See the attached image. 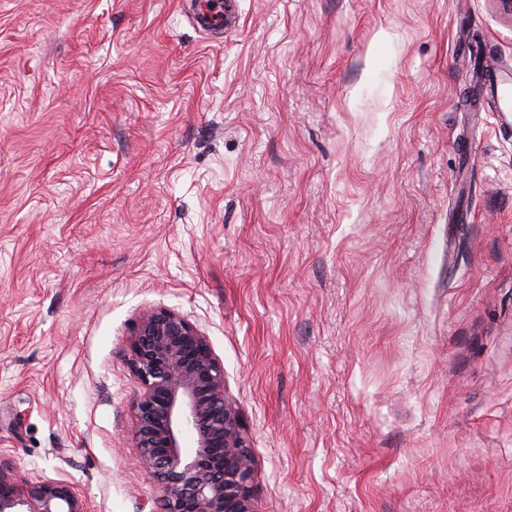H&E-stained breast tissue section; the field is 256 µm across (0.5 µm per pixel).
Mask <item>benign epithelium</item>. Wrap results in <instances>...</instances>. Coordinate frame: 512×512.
<instances>
[{"label": "benign epithelium", "mask_w": 512, "mask_h": 512, "mask_svg": "<svg viewBox=\"0 0 512 512\" xmlns=\"http://www.w3.org/2000/svg\"><path fill=\"white\" fill-rule=\"evenodd\" d=\"M140 380L134 431L145 475L162 488L160 512H259L255 460L241 412L226 393L224 365L179 311H143L127 345ZM192 436L194 452L182 446ZM0 512H89L63 481H33L0 457Z\"/></svg>", "instance_id": "7a95c632"}]
</instances>
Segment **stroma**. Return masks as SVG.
<instances>
[{
  "mask_svg": "<svg viewBox=\"0 0 512 512\" xmlns=\"http://www.w3.org/2000/svg\"><path fill=\"white\" fill-rule=\"evenodd\" d=\"M0 0V456L157 512L126 363L224 364L260 512H512V129L494 0ZM216 2L219 5V9L217 11L212 8L208 0L195 2L194 21L198 26L205 29L223 26L219 24L223 21V15L226 17L227 11H231L227 9L232 7L231 4H229L232 1ZM490 68L493 71V77H485L486 92L499 102V109L492 113L493 124L499 130L512 128V82L504 79L497 74L494 65Z\"/></svg>",
  "mask_w": 512,
  "mask_h": 512,
  "instance_id": "stroma-1",
  "label": "stroma"
}]
</instances>
